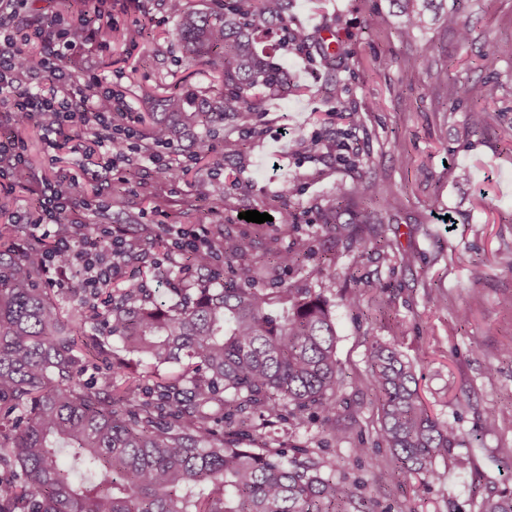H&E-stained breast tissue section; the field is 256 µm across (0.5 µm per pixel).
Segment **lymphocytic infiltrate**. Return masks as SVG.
<instances>
[{"mask_svg":"<svg viewBox=\"0 0 512 512\" xmlns=\"http://www.w3.org/2000/svg\"><path fill=\"white\" fill-rule=\"evenodd\" d=\"M23 0H0V106H10L13 112L39 119L43 139L50 150H58L66 127L82 114L101 132L100 164L112 167L139 154L151 163H166L173 149L165 142L144 147L134 130L115 121L124 105L112 91L95 83L79 85L73 82L59 64L61 50L75 48L86 40L82 19L53 18L37 25L31 33L10 29L4 15L17 11ZM43 44L44 50L30 55L27 39ZM34 81L33 90L18 95L22 80ZM41 208L30 224L31 233L49 240L50 247L42 252L40 268L48 282L66 290H80L84 299H96L97 290L109 281L114 270L131 260L134 246L117 226H102L89 232L82 223L79 210L82 201L73 199L64 190L62 181H45L38 188ZM79 266L78 278H70V266Z\"/></svg>","mask_w":512,"mask_h":512,"instance_id":"1","label":"lymphocytic infiltrate"}]
</instances>
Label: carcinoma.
<instances>
[{
	"instance_id": "cac0c4a2",
	"label": "carcinoma",
	"mask_w": 512,
	"mask_h": 512,
	"mask_svg": "<svg viewBox=\"0 0 512 512\" xmlns=\"http://www.w3.org/2000/svg\"><path fill=\"white\" fill-rule=\"evenodd\" d=\"M409 39L439 0H395ZM290 0H211L193 10L166 0L185 58L219 75V87L188 88L157 99L167 114L145 134L177 147L187 130L210 134L233 113L252 124L268 96L302 93L274 55L275 38L298 46L310 36L289 28ZM460 43L469 28L443 17ZM482 58H512V44L489 42ZM373 185L336 187L337 205L321 211L334 239L367 254L364 230ZM350 213L347 222L343 212ZM224 227L210 230L209 254L232 277L159 301L144 288L108 294L106 310L64 312L36 286L38 251H22L0 228V512H350L352 494L313 448L289 447L270 432L288 413L321 416L339 441L333 399L343 384L336 326L320 296L280 279L303 268L307 253ZM257 276L271 293L251 287ZM125 357H115L111 341ZM111 363L88 385L82 371ZM415 363L391 346L370 353L364 391L378 403V437L404 478L452 458L460 435L432 418L415 383ZM153 378L152 391L141 381ZM481 512H512V492L483 501Z\"/></svg>"
}]
</instances>
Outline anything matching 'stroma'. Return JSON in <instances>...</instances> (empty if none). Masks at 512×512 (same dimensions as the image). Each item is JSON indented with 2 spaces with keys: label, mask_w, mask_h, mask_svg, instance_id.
<instances>
[{
  "label": "stroma",
  "mask_w": 512,
  "mask_h": 512,
  "mask_svg": "<svg viewBox=\"0 0 512 512\" xmlns=\"http://www.w3.org/2000/svg\"><path fill=\"white\" fill-rule=\"evenodd\" d=\"M446 3L470 23L466 46L439 23L402 38L391 0H292L294 26L314 37L333 32L341 48L337 87H330L315 47L281 48L278 60L304 95L265 99L248 127L225 118L206 139L185 138L172 155L173 172L142 162L132 177L123 163L87 175L83 152L63 150L48 160L41 129L16 119L9 126L25 145L33 178L25 186H0V225L21 226L23 243L32 240L36 187L63 172L85 188L111 183V208L86 215L92 229L112 224L132 236L144 229L161 236L170 224L187 231L228 224L309 251L308 271L291 269L282 278L330 303L345 376L336 418L345 433L338 442L324 439L320 420L305 415L288 416L275 433L320 449L337 481L353 496H371L384 512H480L485 497L512 491V355L498 353L512 348V307L503 304L512 297V59L480 57L487 42L512 43V0ZM93 8L108 36L96 38L94 54L70 50L61 64L83 81L110 85L130 116L152 111L155 96L181 86L211 89L213 77L183 57L165 0H24L11 25L27 30ZM371 15L381 16L383 25L365 29ZM138 18L149 21L151 35L134 43L126 29ZM429 43L436 48L431 56L422 52ZM406 56L418 57L416 69L399 68ZM466 81L484 84L488 97L470 99ZM477 108L486 124L467 131L465 117ZM311 142L316 151L308 150ZM463 170L464 180L458 177ZM370 182L382 196H399L402 206L378 210L381 242L369 244L350 278L344 274L349 259L321 224L320 211L337 185ZM289 183L294 193L288 197ZM215 186L224 189L220 213L210 212L205 198ZM285 206L298 215L286 229L277 222ZM251 210L269 214V221L243 220ZM168 251L165 244H146L113 283L124 284L136 272L154 298L165 300L173 289L207 281V272L185 274L167 262ZM329 257L336 260V278L314 275ZM474 261L484 264L477 281L469 274ZM354 289L363 293L358 311L343 304ZM379 344L415 361L419 397L434 419L456 428V452L469 457L467 469L438 458L432 478L403 485L388 449H376L371 460L353 454L358 438L377 439V410L358 380Z\"/></svg>",
  "instance_id": "stroma-1"
}]
</instances>
